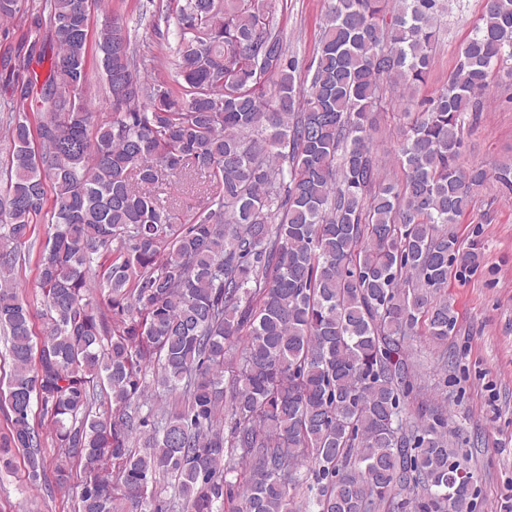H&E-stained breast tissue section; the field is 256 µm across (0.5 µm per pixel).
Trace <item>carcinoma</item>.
<instances>
[{
  "instance_id": "1",
  "label": "carcinoma",
  "mask_w": 512,
  "mask_h": 512,
  "mask_svg": "<svg viewBox=\"0 0 512 512\" xmlns=\"http://www.w3.org/2000/svg\"><path fill=\"white\" fill-rule=\"evenodd\" d=\"M446 11L329 0L304 67L263 0H158L168 81L118 14L94 34L88 0H0V22L35 26L0 101V467L22 458L75 512H295L299 498L305 512H474L448 409L410 405L405 336L448 339L437 293L478 254L446 225L481 187L512 194L511 161L460 163L491 73L512 62V0H484L444 89L417 100ZM92 44L105 119L88 102ZM394 85L417 115L388 179L372 131ZM199 175L203 207L172 223L156 187ZM31 263L36 311L20 297Z\"/></svg>"
}]
</instances>
